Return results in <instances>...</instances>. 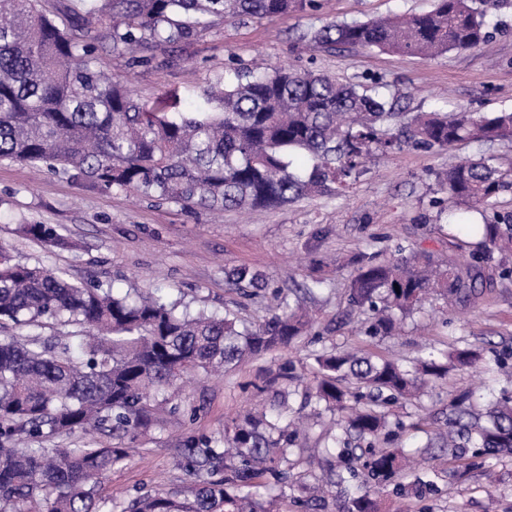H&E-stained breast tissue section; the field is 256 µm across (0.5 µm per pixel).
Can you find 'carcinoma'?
<instances>
[{
	"label": "carcinoma",
	"instance_id": "cac0c4a2",
	"mask_svg": "<svg viewBox=\"0 0 512 512\" xmlns=\"http://www.w3.org/2000/svg\"><path fill=\"white\" fill-rule=\"evenodd\" d=\"M503 0H434L431 10L364 22L329 23L310 40L327 50L377 49L431 58L468 51L490 39L486 15ZM317 9L316 0H94L84 14L57 22L42 0L0 6V161L73 173L106 191L131 192L209 211L280 207L348 189L378 156L405 145L445 151L468 141L512 142V110L477 115L396 112L371 87L344 84L314 70L232 65L204 90L205 106L179 112L171 97L139 101L118 77L97 67V47L133 66L156 62L155 51L185 44L226 21H272ZM448 201L480 215L466 256L437 259L428 251L379 261L362 255L351 276L352 304L371 309L363 333L391 336L397 319L436 296L446 303L477 299L495 273L512 278V224L490 213L512 190V160H460L438 175ZM25 235L66 244L53 224H23ZM234 286H267L247 267L227 272ZM180 302L151 293L117 295L95 282L21 263L0 245V512H100L103 478L128 455L168 407L183 376L223 372L291 346L313 327L302 306L288 307L253 328L229 315L180 311ZM72 325L53 344L38 334L6 335L7 326L43 321ZM309 390L338 418L337 457L349 438L378 437L385 406L412 402L448 375L431 347L412 367L355 350L317 355ZM351 379L367 393L340 385ZM287 407L247 415L184 448L194 477L183 493L138 497L119 512H273L259 478L288 463L295 439ZM79 434L74 448L46 442ZM449 448L512 453V395L481 414L450 403ZM400 454L373 449L365 469L382 481L399 471ZM342 512H377L369 488Z\"/></svg>",
	"mask_w": 512,
	"mask_h": 512
}]
</instances>
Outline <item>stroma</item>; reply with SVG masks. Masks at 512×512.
Masks as SVG:
<instances>
[{
	"instance_id": "1",
	"label": "stroma",
	"mask_w": 512,
	"mask_h": 512,
	"mask_svg": "<svg viewBox=\"0 0 512 512\" xmlns=\"http://www.w3.org/2000/svg\"><path fill=\"white\" fill-rule=\"evenodd\" d=\"M319 3L318 10L272 21L214 20L156 67H132L101 50L99 68L105 75L123 76L149 104L170 91L202 89L228 63L247 69L262 59L318 70L344 83L381 80L388 96L407 112L512 109V4L490 17L486 48L451 51L430 60L369 49L327 51L311 42L309 34L329 22L420 13L430 9L432 0ZM480 156L512 160V143L466 142L445 152L407 146L381 157L345 194L221 216L106 191L47 167L0 162V244L17 259L66 272L73 281L99 280L122 293L150 289L181 300L190 310L227 313L249 326L293 299L295 285L325 281L303 301L317 314L315 332L224 376L195 374L174 388L181 416H162L125 463L105 477L101 512L145 494L185 490L191 483L183 467L185 441L198 435L221 439L225 425L249 404L277 403L278 375L287 368L301 379L288 404L312 423L299 437L300 450L291 456L287 476L277 480L267 474L262 482L280 512H340L347 495L343 488L331 487L318 503L308 502L304 492L326 476L307 464L309 457L320 456L330 428L328 420H314L313 405L304 401L306 384L318 372L316 354L356 346L408 366L425 344L444 354L466 347L479 352L483 362L449 367L443 384L421 402L401 401L389 408L395 436L390 441L376 438L375 447L397 449L422 458L423 464L377 485L380 512H512V454L458 460L436 438L451 400L473 387L487 398L507 388L493 353L512 349V279H494L476 302L465 306L428 300L404 318L394 336H365L360 327L372 313L349 301V281L360 254L383 260L410 249L445 256L472 248L473 215L461 205L456 223H449L440 212L446 195L436 174L460 159ZM23 224L57 225L75 247L46 248L20 233ZM240 266L265 274L268 288L245 293L230 288L224 273Z\"/></svg>"
}]
</instances>
